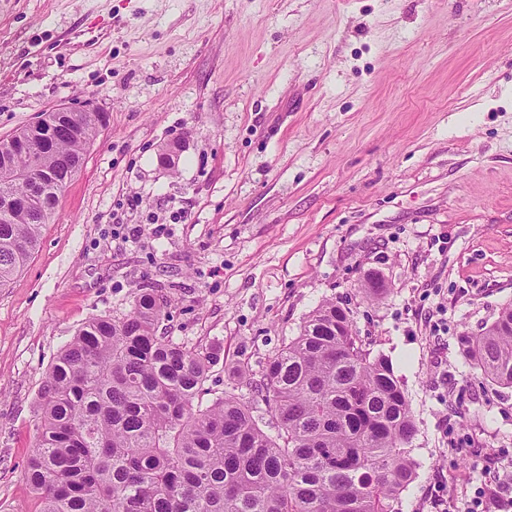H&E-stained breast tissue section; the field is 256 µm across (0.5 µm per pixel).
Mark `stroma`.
I'll list each match as a JSON object with an SVG mask.
<instances>
[{
	"label": "stroma",
	"mask_w": 512,
	"mask_h": 512,
	"mask_svg": "<svg viewBox=\"0 0 512 512\" xmlns=\"http://www.w3.org/2000/svg\"><path fill=\"white\" fill-rule=\"evenodd\" d=\"M64 104L106 120L0 288V512H40L53 358L147 288L218 391L346 308L416 424L395 512L512 471V387L458 344L512 305V0H0V138Z\"/></svg>",
	"instance_id": "stroma-1"
}]
</instances>
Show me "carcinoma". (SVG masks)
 <instances>
[{"label": "carcinoma", "mask_w": 512, "mask_h": 512, "mask_svg": "<svg viewBox=\"0 0 512 512\" xmlns=\"http://www.w3.org/2000/svg\"><path fill=\"white\" fill-rule=\"evenodd\" d=\"M43 116L51 138L26 127L0 146V171L26 169L23 145L39 146L44 196L39 213L10 205L25 186L0 178V287L38 249L104 119ZM167 305L151 288L123 317L89 318L50 364L25 471L40 512H392L415 476L416 425L392 365L363 348L346 309L320 304L218 392L207 382L223 349L157 335ZM460 343L484 380L512 387L511 306Z\"/></svg>", "instance_id": "cac0c4a2"}]
</instances>
